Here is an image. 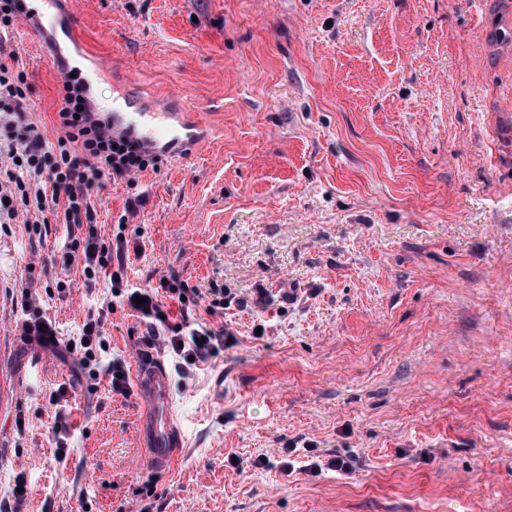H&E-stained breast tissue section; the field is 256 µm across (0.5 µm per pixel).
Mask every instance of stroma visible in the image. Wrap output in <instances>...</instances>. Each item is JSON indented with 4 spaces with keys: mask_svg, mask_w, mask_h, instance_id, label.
Listing matches in <instances>:
<instances>
[{
    "mask_svg": "<svg viewBox=\"0 0 512 512\" xmlns=\"http://www.w3.org/2000/svg\"><path fill=\"white\" fill-rule=\"evenodd\" d=\"M73 7L81 49L64 55L107 65L100 112L127 83L179 99L204 137L192 159L104 180L97 233L123 244L124 287L178 279L237 342L188 376L164 355L187 442L153 471L136 396L24 343L21 294L62 339L102 312L129 368L147 324L81 266L58 289L61 225L18 213L0 229V499L21 472L18 512H512V51L494 35L512 0ZM8 47L56 140L57 58L24 17ZM212 288L246 308L207 314ZM328 452L352 471H307Z\"/></svg>",
    "mask_w": 512,
    "mask_h": 512,
    "instance_id": "35a3bbf8",
    "label": "stroma"
}]
</instances>
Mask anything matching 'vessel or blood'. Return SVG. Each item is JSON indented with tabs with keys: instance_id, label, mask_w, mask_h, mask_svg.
<instances>
[{
	"instance_id": "1",
	"label": "vessel or blood",
	"mask_w": 512,
	"mask_h": 512,
	"mask_svg": "<svg viewBox=\"0 0 512 512\" xmlns=\"http://www.w3.org/2000/svg\"><path fill=\"white\" fill-rule=\"evenodd\" d=\"M60 0H38L35 18L50 21L64 20L65 25L56 29L53 37L63 44L75 41L79 18L75 11L60 12ZM126 87H119L112 104V131L128 134L144 150L185 158L192 157L201 139L199 124L193 113L173 112L168 106L146 107L137 112L126 109ZM134 383L142 412L137 421V437L145 448L151 467L159 472H169L183 447L185 434L174 415L172 381L161 358L141 355L135 360Z\"/></svg>"
}]
</instances>
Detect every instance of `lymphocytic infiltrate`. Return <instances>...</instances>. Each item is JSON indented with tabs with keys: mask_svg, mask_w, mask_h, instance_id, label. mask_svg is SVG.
Segmentation results:
<instances>
[{
	"mask_svg": "<svg viewBox=\"0 0 512 512\" xmlns=\"http://www.w3.org/2000/svg\"><path fill=\"white\" fill-rule=\"evenodd\" d=\"M22 13V0H0V172L6 177V188L0 191V223L12 220L21 210L39 217L53 216L71 239L63 257L65 266L79 262L85 279L106 278L113 265H124L123 254H112L96 234H88L82 240L75 238L74 228L94 223L91 196L103 179L158 169L162 157L141 150L128 136L113 135L107 122L93 118L85 87L68 74L59 91L60 134L56 141L46 140L38 125L29 119L25 71L4 60L9 36ZM130 294L141 297L137 312L144 322L153 328H167L169 335L161 342L182 360L200 363L216 359L226 345L236 340L228 329L191 323V309L197 304L196 289L173 282L163 284L158 292L134 288ZM172 300L180 303L181 319L175 323L168 319V303ZM101 329L100 319L88 316L73 351L90 379L108 375L113 392L129 395L123 362H102L109 343Z\"/></svg>",
	"mask_w": 512,
	"mask_h": 512,
	"instance_id": "lymphocytic-infiltrate-1",
	"label": "lymphocytic infiltrate"
}]
</instances>
